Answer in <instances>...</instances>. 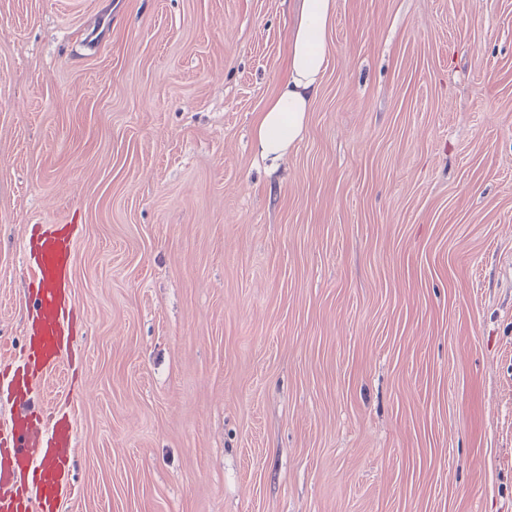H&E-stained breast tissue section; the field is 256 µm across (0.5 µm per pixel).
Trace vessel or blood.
Here are the masks:
<instances>
[{
	"label": "vessel or blood",
	"instance_id": "1",
	"mask_svg": "<svg viewBox=\"0 0 512 512\" xmlns=\"http://www.w3.org/2000/svg\"><path fill=\"white\" fill-rule=\"evenodd\" d=\"M70 251L54 235L40 246L35 271L38 283L32 304L39 324L28 341L27 362L47 369L70 354L72 312L65 301L70 288ZM75 432L61 418L44 422L23 418L11 430L0 432V512H17L19 505L36 499L40 512L52 507L69 471Z\"/></svg>",
	"mask_w": 512,
	"mask_h": 512
}]
</instances>
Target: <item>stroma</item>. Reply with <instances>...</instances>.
Returning a JSON list of instances; mask_svg holds the SVG:
<instances>
[{"label":"stroma","instance_id":"35a3bbf8","mask_svg":"<svg viewBox=\"0 0 512 512\" xmlns=\"http://www.w3.org/2000/svg\"><path fill=\"white\" fill-rule=\"evenodd\" d=\"M298 0H0V362L69 236L58 512H512V0H336L305 137L252 126Z\"/></svg>","mask_w":512,"mask_h":512}]
</instances>
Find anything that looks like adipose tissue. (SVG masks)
I'll use <instances>...</instances> for the list:
<instances>
[{"instance_id": "adipose-tissue-1", "label": "adipose tissue", "mask_w": 512, "mask_h": 512, "mask_svg": "<svg viewBox=\"0 0 512 512\" xmlns=\"http://www.w3.org/2000/svg\"><path fill=\"white\" fill-rule=\"evenodd\" d=\"M336 16V0H302L288 41V77L269 98L254 126L256 154L268 169L302 140L311 105L327 69L326 34Z\"/></svg>"}]
</instances>
